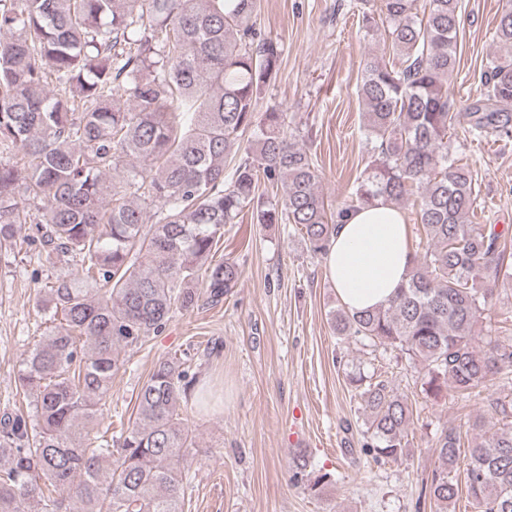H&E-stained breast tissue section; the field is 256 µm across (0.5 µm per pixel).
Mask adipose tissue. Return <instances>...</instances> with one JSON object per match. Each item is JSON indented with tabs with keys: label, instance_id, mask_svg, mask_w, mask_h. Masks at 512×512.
Here are the masks:
<instances>
[{
	"label": "adipose tissue",
	"instance_id": "obj_1",
	"mask_svg": "<svg viewBox=\"0 0 512 512\" xmlns=\"http://www.w3.org/2000/svg\"><path fill=\"white\" fill-rule=\"evenodd\" d=\"M408 228L392 204L349 212L324 254L326 274L341 303L356 313L385 305L409 275Z\"/></svg>",
	"mask_w": 512,
	"mask_h": 512
}]
</instances>
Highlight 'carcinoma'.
Listing matches in <instances>:
<instances>
[{"mask_svg":"<svg viewBox=\"0 0 512 512\" xmlns=\"http://www.w3.org/2000/svg\"><path fill=\"white\" fill-rule=\"evenodd\" d=\"M381 0L398 60L364 61V130L378 154L351 200L331 214L310 152L286 113H258L278 74L280 44L255 28L258 0H0V248L36 225L39 255L60 268L37 309L45 340L22 360L17 388L31 411L0 418V512H184L196 448L179 413L199 383L176 358L154 366L117 440L93 437L126 348L162 332L175 310L237 287L233 261L212 253L244 209L262 224H292L322 254L348 210L412 201L426 245L411 254L391 303L360 314L339 305L333 333L421 366V393L512 385V343L475 327L498 287L512 284L506 230L472 224L477 180L450 152L470 132L512 138V4L497 25L504 55L489 60L483 92L456 112L448 77L458 58L461 0ZM251 133L248 146L241 145ZM275 199L259 194L261 183ZM157 202L148 223L146 204ZM75 262L82 276L66 274ZM348 382L366 415L363 450L406 454L408 396L375 371ZM477 416L436 434L430 498L448 512L464 474L480 512H512V421ZM291 481L314 493L331 474L299 464Z\"/></svg>","mask_w":512,"mask_h":512,"instance_id":"1","label":"carcinoma"}]
</instances>
